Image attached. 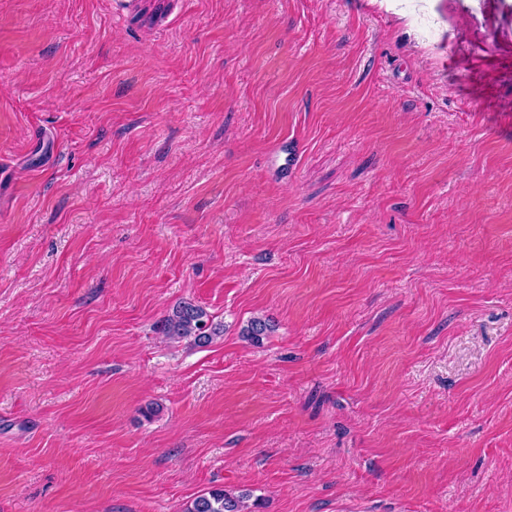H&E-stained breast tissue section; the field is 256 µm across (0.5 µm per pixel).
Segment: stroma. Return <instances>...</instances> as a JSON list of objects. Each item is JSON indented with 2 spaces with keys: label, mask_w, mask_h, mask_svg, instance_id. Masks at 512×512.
Here are the masks:
<instances>
[{
  "label": "stroma",
  "mask_w": 512,
  "mask_h": 512,
  "mask_svg": "<svg viewBox=\"0 0 512 512\" xmlns=\"http://www.w3.org/2000/svg\"><path fill=\"white\" fill-rule=\"evenodd\" d=\"M214 488L512 512V0H0V512ZM162 332L170 338L194 336L195 342L208 345L215 336H220L221 327L210 320L204 308L191 302L175 306L161 325Z\"/></svg>",
  "instance_id": "obj_1"
}]
</instances>
